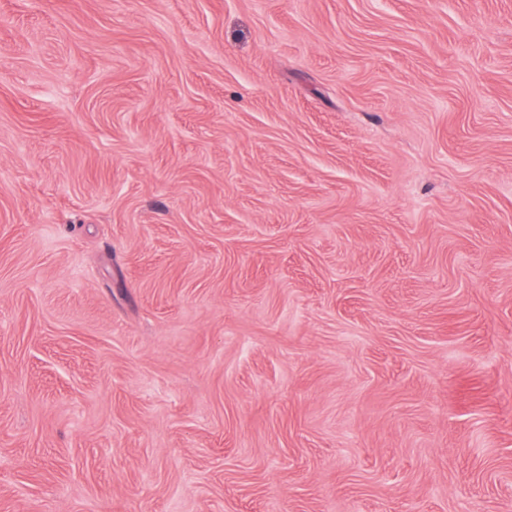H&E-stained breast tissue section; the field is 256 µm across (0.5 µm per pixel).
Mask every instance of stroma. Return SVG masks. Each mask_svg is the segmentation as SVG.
Returning <instances> with one entry per match:
<instances>
[{
	"label": "stroma",
	"instance_id": "obj_1",
	"mask_svg": "<svg viewBox=\"0 0 512 512\" xmlns=\"http://www.w3.org/2000/svg\"><path fill=\"white\" fill-rule=\"evenodd\" d=\"M0 512H512V0H0Z\"/></svg>",
	"mask_w": 512,
	"mask_h": 512
}]
</instances>
